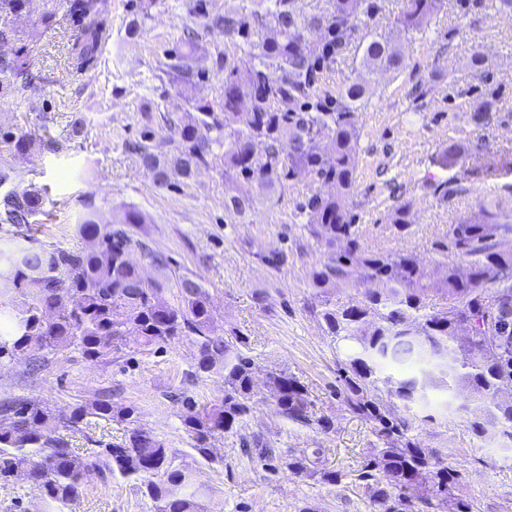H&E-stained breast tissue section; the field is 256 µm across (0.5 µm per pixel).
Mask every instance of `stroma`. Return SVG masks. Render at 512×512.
I'll return each mask as SVG.
<instances>
[{
    "mask_svg": "<svg viewBox=\"0 0 512 512\" xmlns=\"http://www.w3.org/2000/svg\"><path fill=\"white\" fill-rule=\"evenodd\" d=\"M101 41L94 63L76 70L71 58L80 27L66 12L54 26L33 28L30 18H15L16 29L30 44L32 69L41 75L31 97L0 94V169L9 179L4 192L34 185L46 192V213L35 236L47 245L82 247L79 219L93 202L100 223L121 221L125 213L143 217L140 237L163 252L177 273L208 289L218 328L248 337L255 362L259 402L240 432L218 436L216 459L205 462L189 446L181 425L176 395L188 391L199 403L224 395L222 371L185 387L197 348L183 338L143 352L124 349L110 364L89 361L73 352L49 356L34 374L21 354L0 359V401L23 397L70 412L108 390L120 407L134 408L139 422L162 439L169 455L189 464L196 481L210 490L215 512H373L363 488L348 482L323 483L324 468L354 470L371 438L366 423L346 410L336 350L313 311L312 273L324 260L299 206L319 185L296 177L275 192L254 189L245 215L227 207L229 179L215 161L174 188H156L152 174L128 149L129 143L169 136V123L185 116L190 104L218 102L224 91L220 54L239 58L222 31L197 14V0H155L136 35L128 27L133 0H104ZM196 32L193 84L172 81L159 69L166 55L181 48L184 30ZM404 66L370 77V88L358 112L361 136L358 170L349 210L355 217L363 250L412 256L432 286L426 302L437 308L443 296L435 288L437 246L450 224L476 215L483 200L512 196V13L496 10L492 0H457L448 4L427 28L400 34ZM485 57L481 73L468 64L473 51ZM494 98L498 110L491 126L469 128L466 106L476 97ZM468 128V150L454 165L441 154L457 129ZM26 137L36 147L11 156L6 143ZM63 148L44 150L46 139ZM465 175L467 194L443 201L432 184ZM411 200V222L405 229L387 223L391 190ZM280 254L272 265L268 256ZM286 369L304 382L317 415L329 430L297 427L277 413L267 387L271 371ZM429 402L398 407L412 431L438 458L458 473L455 492L473 501L480 512H512V459L477 437L467 415L448 411L446 390L431 389ZM260 440L275 449L281 462L248 457L243 440ZM323 449L316 470L292 474L284 457ZM68 512H152L151 503L120 479L85 478L82 497Z\"/></svg>",
    "mask_w": 512,
    "mask_h": 512,
    "instance_id": "stroma-1",
    "label": "stroma"
}]
</instances>
